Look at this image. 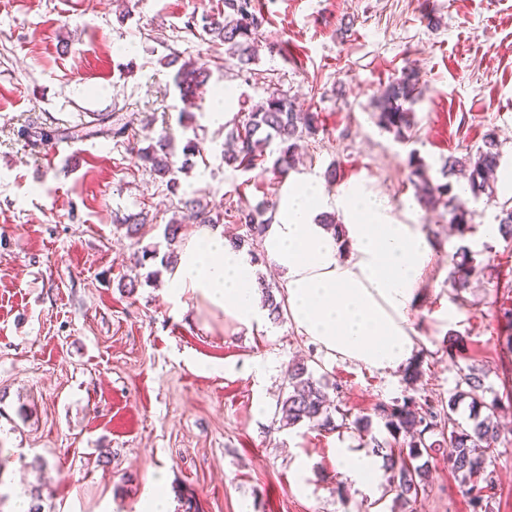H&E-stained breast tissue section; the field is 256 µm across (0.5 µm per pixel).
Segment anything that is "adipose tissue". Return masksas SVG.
I'll return each instance as SVG.
<instances>
[{
	"label": "adipose tissue",
	"mask_w": 512,
	"mask_h": 512,
	"mask_svg": "<svg viewBox=\"0 0 512 512\" xmlns=\"http://www.w3.org/2000/svg\"><path fill=\"white\" fill-rule=\"evenodd\" d=\"M331 202L346 218L340 241L321 222ZM262 248L285 278L291 324L328 356L386 373L413 362L411 314L433 245L418 225L395 221L385 199L353 184L331 201L317 184L285 180ZM168 293L250 328L267 319L254 263L206 225L186 240Z\"/></svg>",
	"instance_id": "obj_1"
}]
</instances>
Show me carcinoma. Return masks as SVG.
Instances as JSON below:
<instances>
[{
  "instance_id": "carcinoma-1",
  "label": "carcinoma",
  "mask_w": 512,
  "mask_h": 512,
  "mask_svg": "<svg viewBox=\"0 0 512 512\" xmlns=\"http://www.w3.org/2000/svg\"><path fill=\"white\" fill-rule=\"evenodd\" d=\"M224 10L217 14L192 15L185 23L190 32L201 31L210 41L224 46V51L237 57L241 69H248L257 55L259 37L262 35L264 17L256 9L254 0H223ZM210 78L208 70L194 62H185L176 71L173 83L182 100L195 98L197 91ZM417 76L412 68L404 69L400 76L387 85L377 114V124L403 141L415 127L412 105L416 101ZM316 129L315 113L301 112L287 93L276 90L265 101L248 113L242 124L233 126L227 133L232 149L224 155V163L237 168L251 167L262 160L264 152L273 142H278L276 157L271 171L281 176L296 168L298 140ZM128 126L112 122L107 115L97 119V127H81L86 137H107L118 140L127 135ZM136 155L151 171L168 178L169 187L177 188L174 164L169 144L161 139L154 146L139 148ZM500 161V144L489 134L476 153L461 157L450 156L441 169L442 178L428 173V166L416 153H410L408 166L415 187L418 204L434 210L443 207L451 215L457 234L464 237L474 229L472 211L460 196L453 192L448 176L459 171L468 182L473 198L478 199L489 189L490 177ZM184 205L193 210L200 224H216L220 216L202 207L196 200ZM275 204L237 209V223L245 226L246 237H236L230 243L240 248L245 241L258 244L262 241ZM498 232L506 240H512V208L502 207L498 216ZM452 266L448 280L456 293L469 288L470 281L480 273L474 264L471 251L462 246L450 259ZM485 373L470 367L463 373L460 389L448 399H424L419 404L407 396L401 401L382 404L376 416L383 422L392 440L376 442L383 467L388 471L389 491L406 506L418 496L428 472L424 458L440 454L446 457L448 469L460 476L464 492L469 498L472 512H491L489 490L495 485V476L486 470V455L499 436L496 415L502 406L498 395L487 396L491 389L485 386ZM286 396L279 403L283 425L291 427L302 422L336 430L346 425L348 413L333 404L328 393L326 376L314 378L305 364L295 363L288 367ZM469 401L470 422L455 418L458 407ZM340 416L335 421L333 414Z\"/></svg>"
}]
</instances>
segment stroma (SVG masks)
<instances>
[{
    "instance_id": "1",
    "label": "stroma",
    "mask_w": 512,
    "mask_h": 512,
    "mask_svg": "<svg viewBox=\"0 0 512 512\" xmlns=\"http://www.w3.org/2000/svg\"><path fill=\"white\" fill-rule=\"evenodd\" d=\"M265 17L258 57L242 71L223 47L185 27L222 0H0V512L41 492L44 512H144L155 471L166 470L172 512H392L387 474L369 488L346 481L336 451L372 452L388 433L282 426L277 416L289 363L328 374L351 416L404 397L448 399L475 365L506 403L489 454L493 512H512V354L497 313L512 308V241L486 236L512 204V0H255ZM211 78L183 106L178 63ZM418 74L416 125L402 142L376 123V103L405 68ZM226 90L224 125L209 122ZM318 116L292 175L328 195L358 183L421 225L434 255L413 314L423 374L381 373L332 358L289 321L250 329L200 301L165 294L160 262L171 222L195 230L184 206L197 199L244 235L237 206L278 201L282 178L224 162L227 128L274 90ZM111 115L127 124L115 141L79 137L53 163L33 132L59 134ZM500 143L491 197L469 200L475 229L459 237L444 209L416 203L407 158L439 170L448 156ZM171 139L181 165L186 138L202 148L178 186L141 168L135 151ZM335 182H327L328 169ZM144 213L127 237L123 216ZM468 246L483 272L453 299L450 258ZM151 260H143L144 252ZM461 350L449 358L446 340ZM48 463L31 468L33 456ZM414 512H470L442 456L429 464Z\"/></svg>"
}]
</instances>
